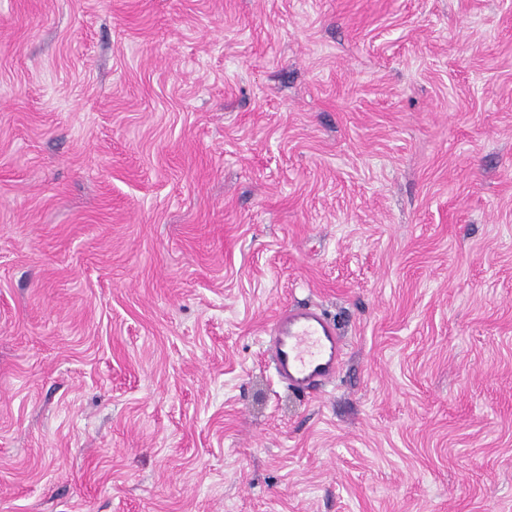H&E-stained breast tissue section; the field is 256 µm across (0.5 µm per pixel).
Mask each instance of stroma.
<instances>
[{
	"label": "stroma",
	"mask_w": 512,
	"mask_h": 512,
	"mask_svg": "<svg viewBox=\"0 0 512 512\" xmlns=\"http://www.w3.org/2000/svg\"><path fill=\"white\" fill-rule=\"evenodd\" d=\"M0 512H512V0H0ZM276 374L288 390L309 392L336 379L345 357L336 324L310 306L278 313L270 328Z\"/></svg>",
	"instance_id": "obj_1"
}]
</instances>
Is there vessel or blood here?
<instances>
[{
    "mask_svg": "<svg viewBox=\"0 0 512 512\" xmlns=\"http://www.w3.org/2000/svg\"><path fill=\"white\" fill-rule=\"evenodd\" d=\"M270 337L276 374L288 390L326 386L343 365L345 345L335 323L311 307L296 305L278 313Z\"/></svg>",
    "mask_w": 512,
    "mask_h": 512,
    "instance_id": "obj_1",
    "label": "vessel or blood"
}]
</instances>
